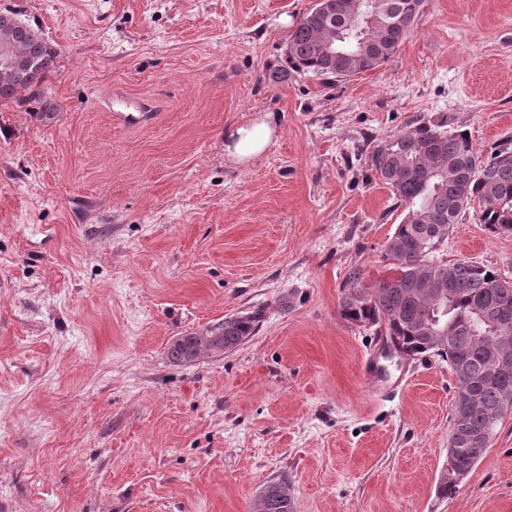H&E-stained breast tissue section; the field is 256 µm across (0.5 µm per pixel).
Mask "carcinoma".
Returning a JSON list of instances; mask_svg holds the SVG:
<instances>
[{
  "label": "carcinoma",
  "instance_id": "cac0c4a2",
  "mask_svg": "<svg viewBox=\"0 0 512 512\" xmlns=\"http://www.w3.org/2000/svg\"><path fill=\"white\" fill-rule=\"evenodd\" d=\"M336 9L319 20L305 14L288 36L287 60L292 70L343 81L379 67L412 32L424 0H379L381 18L366 30L343 28L351 0H332ZM5 41L14 66L0 65V100L16 99L42 82L58 57L39 29L0 11V41ZM332 45L336 54L322 49ZM375 170L392 195L406 207L403 221L385 245V256L396 275L365 287L361 274L352 273L339 304L343 319L381 328L402 354L436 356L448 362L457 381L450 426L455 448L448 467L462 475L485 456L490 439L485 432L491 417L502 420L509 408L502 393L512 389V370L496 369L492 353L512 356V281L473 262L447 265L443 282L433 268L432 251L446 239L451 226L478 207L481 223L498 233L512 232V140L483 157L462 131L446 128L444 120L428 121L407 130L373 152ZM447 291L448 338L428 330L442 309L439 289ZM494 309L497 316L482 320L479 312ZM260 316H232L206 334H189L173 341L168 356L190 363L202 355L230 352L258 329ZM285 482L267 485L260 512H293Z\"/></svg>",
  "mask_w": 512,
  "mask_h": 512
}]
</instances>
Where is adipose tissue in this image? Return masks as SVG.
Here are the masks:
<instances>
[{
  "label": "adipose tissue",
  "instance_id": "obj_1",
  "mask_svg": "<svg viewBox=\"0 0 512 512\" xmlns=\"http://www.w3.org/2000/svg\"><path fill=\"white\" fill-rule=\"evenodd\" d=\"M279 127L278 116L271 112L229 126L224 133L225 157L235 165H249L266 151Z\"/></svg>",
  "mask_w": 512,
  "mask_h": 512
}]
</instances>
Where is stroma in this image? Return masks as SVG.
I'll return each mask as SVG.
<instances>
[{
  "label": "stroma",
  "instance_id": "1",
  "mask_svg": "<svg viewBox=\"0 0 512 512\" xmlns=\"http://www.w3.org/2000/svg\"><path fill=\"white\" fill-rule=\"evenodd\" d=\"M313 0H0L59 53L0 102V512H512V411L448 497L457 382L381 355L339 303L387 277L404 217L372 152L447 117L512 139V0H425L379 67L290 72ZM280 130L247 167L224 130ZM512 280V233L467 212L433 253ZM260 312L234 350L177 337ZM293 509V499L284 481L264 488L260 498V512H293Z\"/></svg>",
  "mask_w": 512,
  "mask_h": 512
}]
</instances>
